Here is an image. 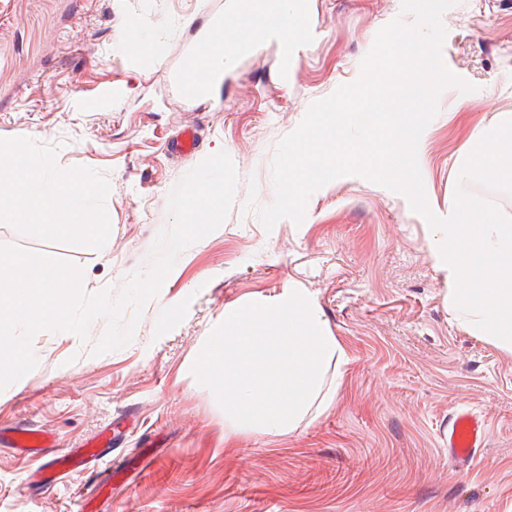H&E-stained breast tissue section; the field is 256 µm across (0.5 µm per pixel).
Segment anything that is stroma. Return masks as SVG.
Wrapping results in <instances>:
<instances>
[{"label":"stroma","mask_w":512,"mask_h":512,"mask_svg":"<svg viewBox=\"0 0 512 512\" xmlns=\"http://www.w3.org/2000/svg\"><path fill=\"white\" fill-rule=\"evenodd\" d=\"M231 0H0V144L25 140L64 174L91 172L94 223L110 244L45 238L34 222L0 219L14 245L82 269L87 293L119 295L145 268L169 224V195L203 160L225 151L238 173L221 226L177 258L144 307L133 339L94 355L86 337L42 332L36 368L0 392V429L49 434L56 452L112 427L111 453L54 488L39 458L0 446V512H83L86 488L122 471L100 512H512V352L463 327L448 310L423 216L401 194L359 176L314 192L302 223L265 230L256 213L275 198L272 162L310 104L354 82L376 33L402 0H306L310 42L261 43L224 70L218 99L177 96L172 78L205 29L239 22ZM137 18L144 48L117 34ZM443 63L475 85L446 89L419 157L426 199L444 217L454 161L467 136L512 114V0H458L442 16ZM291 59L288 83L278 74ZM189 125L198 152L166 146ZM306 288L345 344L335 406L288 438L241 434L224 442V412L193 365L224 333V308ZM466 406L488 439L457 469L442 438Z\"/></svg>","instance_id":"1"}]
</instances>
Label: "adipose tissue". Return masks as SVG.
I'll return each instance as SVG.
<instances>
[{"label":"adipose tissue","mask_w":512,"mask_h":512,"mask_svg":"<svg viewBox=\"0 0 512 512\" xmlns=\"http://www.w3.org/2000/svg\"><path fill=\"white\" fill-rule=\"evenodd\" d=\"M304 29L300 0H260L257 41L296 46ZM94 185L91 173L63 175L52 160L32 157L25 141L0 148V217L35 215L47 235L106 246L92 221ZM346 362L317 298L291 288L226 306L224 333L209 337L195 371L223 406L225 438L254 432L279 440L333 407Z\"/></svg>","instance_id":"1"}]
</instances>
